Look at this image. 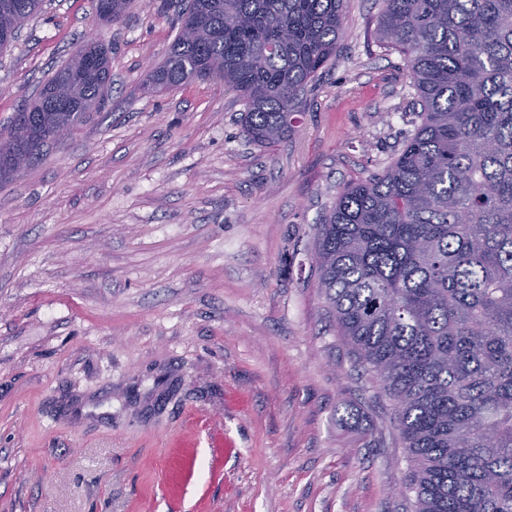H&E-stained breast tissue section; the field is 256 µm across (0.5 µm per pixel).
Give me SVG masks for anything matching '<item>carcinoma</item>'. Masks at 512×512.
Returning a JSON list of instances; mask_svg holds the SVG:
<instances>
[{
    "label": "carcinoma",
    "mask_w": 512,
    "mask_h": 512,
    "mask_svg": "<svg viewBox=\"0 0 512 512\" xmlns=\"http://www.w3.org/2000/svg\"><path fill=\"white\" fill-rule=\"evenodd\" d=\"M112 0L100 24L123 20ZM43 0H0V51ZM345 0H188L150 81H220L274 145L336 55ZM375 36L410 70L417 123L380 176L318 225L319 287L392 403L415 512H512V0H381ZM109 49L84 44L15 113L0 178L101 107Z\"/></svg>",
    "instance_id": "1"
}]
</instances>
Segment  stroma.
<instances>
[{
	"mask_svg": "<svg viewBox=\"0 0 512 512\" xmlns=\"http://www.w3.org/2000/svg\"><path fill=\"white\" fill-rule=\"evenodd\" d=\"M182 0H44L0 54V132L87 40L101 111L0 180V512H413L387 399L327 313L316 226L412 130L378 0H346L293 132L220 82H147ZM102 10L111 15H105L98 10L96 4V21L98 24H115L123 20V17L130 7L131 0H104Z\"/></svg>",
	"mask_w": 512,
	"mask_h": 512,
	"instance_id": "stroma-1",
	"label": "stroma"
}]
</instances>
